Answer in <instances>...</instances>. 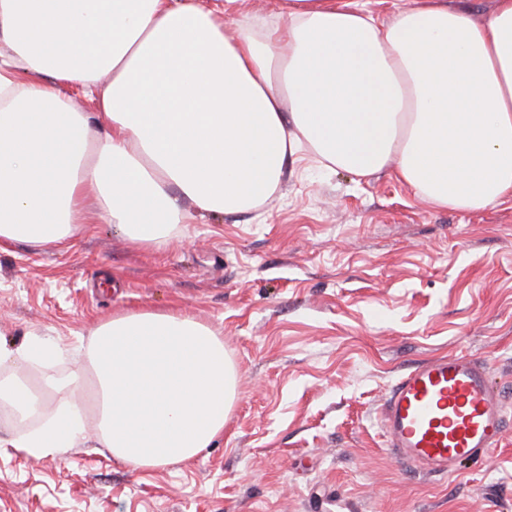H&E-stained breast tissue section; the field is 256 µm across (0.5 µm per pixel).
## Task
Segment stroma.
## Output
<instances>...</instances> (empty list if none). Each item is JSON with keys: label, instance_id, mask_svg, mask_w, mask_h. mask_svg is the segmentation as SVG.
I'll return each instance as SVG.
<instances>
[{"label": "stroma", "instance_id": "35a3bbf8", "mask_svg": "<svg viewBox=\"0 0 512 512\" xmlns=\"http://www.w3.org/2000/svg\"><path fill=\"white\" fill-rule=\"evenodd\" d=\"M178 309L224 338V435L157 469L96 448L0 450V512H512V201L436 209L393 172L288 159L257 209L146 248L108 224L0 247V346L69 348L112 314ZM483 362L505 406L492 455L430 474L380 427L393 385L448 354Z\"/></svg>", "mask_w": 512, "mask_h": 512}]
</instances>
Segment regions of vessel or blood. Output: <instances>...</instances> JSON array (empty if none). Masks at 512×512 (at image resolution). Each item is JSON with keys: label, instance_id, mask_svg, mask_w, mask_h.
<instances>
[{"label": "vessel or blood", "instance_id": "obj_1", "mask_svg": "<svg viewBox=\"0 0 512 512\" xmlns=\"http://www.w3.org/2000/svg\"><path fill=\"white\" fill-rule=\"evenodd\" d=\"M503 424L504 405L486 367L463 354L405 372L381 414L391 454L439 475L453 474L460 460L497 448Z\"/></svg>", "mask_w": 512, "mask_h": 512}]
</instances>
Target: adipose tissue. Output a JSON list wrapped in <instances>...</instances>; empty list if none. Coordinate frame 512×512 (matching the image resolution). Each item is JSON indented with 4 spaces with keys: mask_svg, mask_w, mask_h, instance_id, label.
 <instances>
[{
    "mask_svg": "<svg viewBox=\"0 0 512 512\" xmlns=\"http://www.w3.org/2000/svg\"><path fill=\"white\" fill-rule=\"evenodd\" d=\"M239 2L0 0V246L60 245L93 219L157 245L192 213L258 207L303 149L359 177L395 169L435 208L512 200V0L484 20L466 0H414L384 27L362 0H276L225 37L218 16ZM65 354L39 338L0 348V405L26 425L1 448L40 458L92 441L159 468L223 437L234 368L194 316L115 313L69 374L9 372ZM62 387L73 399L49 407Z\"/></svg>",
    "mask_w": 512,
    "mask_h": 512,
    "instance_id": "adipose-tissue-1",
    "label": "adipose tissue"
}]
</instances>
